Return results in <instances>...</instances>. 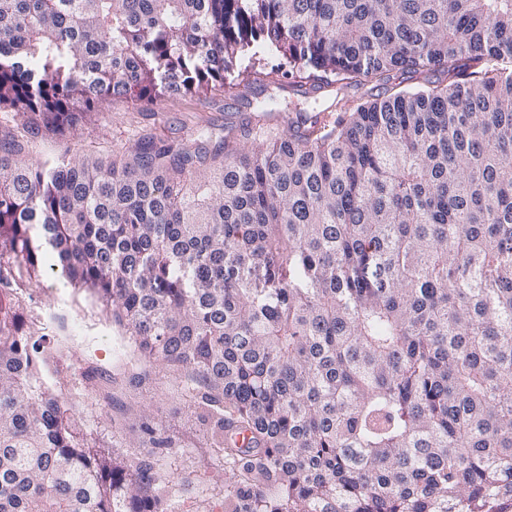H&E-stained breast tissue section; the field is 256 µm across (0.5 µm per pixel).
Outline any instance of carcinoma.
<instances>
[{
    "mask_svg": "<svg viewBox=\"0 0 512 512\" xmlns=\"http://www.w3.org/2000/svg\"><path fill=\"white\" fill-rule=\"evenodd\" d=\"M270 53L336 116L240 148L22 154L114 97L261 82ZM505 58L512 0H0V512H166L168 476L115 466L71 414L67 346L24 314L47 267L182 370L224 512H507Z\"/></svg>",
    "mask_w": 512,
    "mask_h": 512,
    "instance_id": "carcinoma-1",
    "label": "carcinoma"
}]
</instances>
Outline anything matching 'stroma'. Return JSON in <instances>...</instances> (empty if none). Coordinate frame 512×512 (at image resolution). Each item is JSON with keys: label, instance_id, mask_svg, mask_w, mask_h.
I'll use <instances>...</instances> for the list:
<instances>
[{"label": "stroma", "instance_id": "obj_1", "mask_svg": "<svg viewBox=\"0 0 512 512\" xmlns=\"http://www.w3.org/2000/svg\"><path fill=\"white\" fill-rule=\"evenodd\" d=\"M328 98L325 92L302 95L284 78L232 92L173 95L148 105L115 97L100 112L39 139L29 151L35 157L64 151L106 156L139 138L176 144L203 130L218 141L227 130L255 121L259 104L269 109L266 124L282 128L289 115L319 111ZM24 309L27 317L49 323L53 335L67 339L76 354L78 361L62 386L93 443L114 464L127 468L147 459L173 474L167 487L172 512H224V498L214 492L224 484V468L210 453L208 426L183 397L177 373L140 364L136 349L96 296L74 289L60 270H45L31 285ZM79 320L85 334L75 339L70 329ZM147 424L174 437L179 448L169 453L152 449L142 432Z\"/></svg>", "mask_w": 512, "mask_h": 512}]
</instances>
